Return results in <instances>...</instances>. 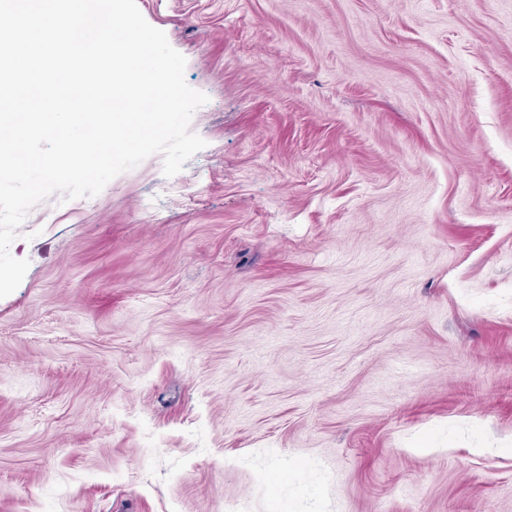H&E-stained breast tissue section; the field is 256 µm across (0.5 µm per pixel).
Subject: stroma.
I'll use <instances>...</instances> for the list:
<instances>
[{"label":"stroma","instance_id":"obj_1","mask_svg":"<svg viewBox=\"0 0 512 512\" xmlns=\"http://www.w3.org/2000/svg\"><path fill=\"white\" fill-rule=\"evenodd\" d=\"M206 142L34 206L0 512H512V0H136Z\"/></svg>","mask_w":512,"mask_h":512}]
</instances>
